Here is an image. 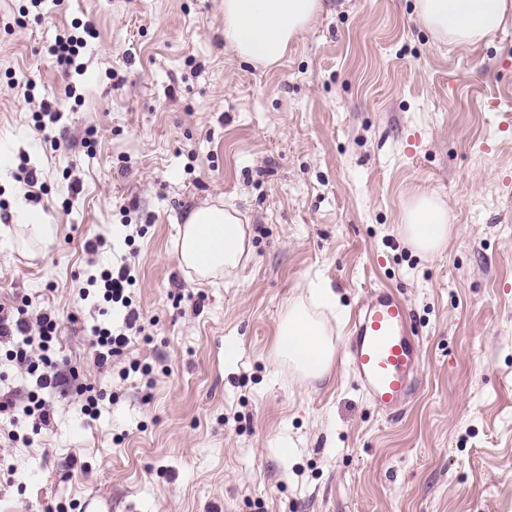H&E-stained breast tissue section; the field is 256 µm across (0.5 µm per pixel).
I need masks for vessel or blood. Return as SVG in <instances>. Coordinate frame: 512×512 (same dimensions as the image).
<instances>
[{
    "mask_svg": "<svg viewBox=\"0 0 512 512\" xmlns=\"http://www.w3.org/2000/svg\"><path fill=\"white\" fill-rule=\"evenodd\" d=\"M354 321L348 359L354 376L376 410L397 413L420 386V344L411 334L406 303L391 292L375 289Z\"/></svg>",
    "mask_w": 512,
    "mask_h": 512,
    "instance_id": "1",
    "label": "vessel or blood"
}]
</instances>
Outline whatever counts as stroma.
<instances>
[{"label": "stroma", "instance_id": "obj_1", "mask_svg": "<svg viewBox=\"0 0 512 512\" xmlns=\"http://www.w3.org/2000/svg\"><path fill=\"white\" fill-rule=\"evenodd\" d=\"M322 3L262 68L225 42L224 0H0V223L24 204L56 229L34 257L0 247V305L51 310V357L103 394L92 418L50 395V426L17 441L0 414V512H512V25L460 48L414 0ZM88 23L62 72L50 46ZM422 190L453 224L430 257L401 231ZM216 199L253 255L202 287L173 243ZM124 257L153 341L100 366L91 330L122 309L95 277ZM317 279L341 346L367 291L408 304L421 386L394 418L344 355L322 382L273 362L281 311ZM133 362L149 374L121 378Z\"/></svg>", "mask_w": 512, "mask_h": 512}]
</instances>
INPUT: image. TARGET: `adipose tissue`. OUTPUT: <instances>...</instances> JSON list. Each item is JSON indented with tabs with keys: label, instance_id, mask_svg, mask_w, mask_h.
Returning <instances> with one entry per match:
<instances>
[{
	"label": "adipose tissue",
	"instance_id": "1",
	"mask_svg": "<svg viewBox=\"0 0 512 512\" xmlns=\"http://www.w3.org/2000/svg\"><path fill=\"white\" fill-rule=\"evenodd\" d=\"M321 0H224V39L243 60L257 65L281 61L306 31ZM418 22L438 38L473 46L512 24V0H415ZM409 242L422 255L438 253L450 231L443 201L431 191L417 194L404 215ZM252 231L239 212L223 202L193 209L175 243L181 267L197 281L233 279L252 255ZM336 294L310 285L307 300L288 302L276 328L273 359L307 380L329 378L337 345L324 316Z\"/></svg>",
	"mask_w": 512,
	"mask_h": 512
}]
</instances>
